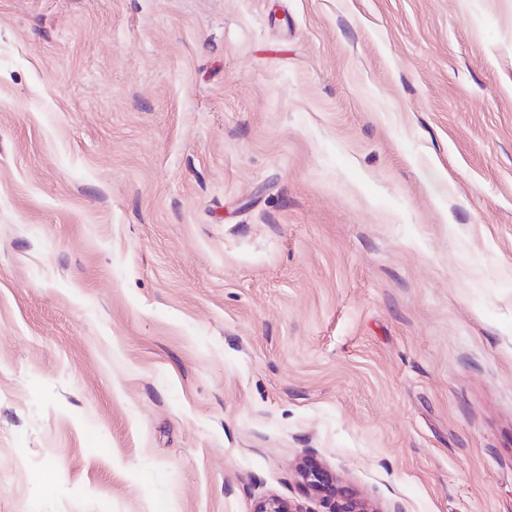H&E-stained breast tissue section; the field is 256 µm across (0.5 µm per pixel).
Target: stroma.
I'll return each mask as SVG.
<instances>
[{
	"mask_svg": "<svg viewBox=\"0 0 512 512\" xmlns=\"http://www.w3.org/2000/svg\"><path fill=\"white\" fill-rule=\"evenodd\" d=\"M512 512V0H0V512ZM301 481L318 493L327 512H368L366 506L345 487L339 486L334 477L311 460L302 462L297 469Z\"/></svg>",
	"mask_w": 512,
	"mask_h": 512,
	"instance_id": "35a3bbf8",
	"label": "stroma"
}]
</instances>
